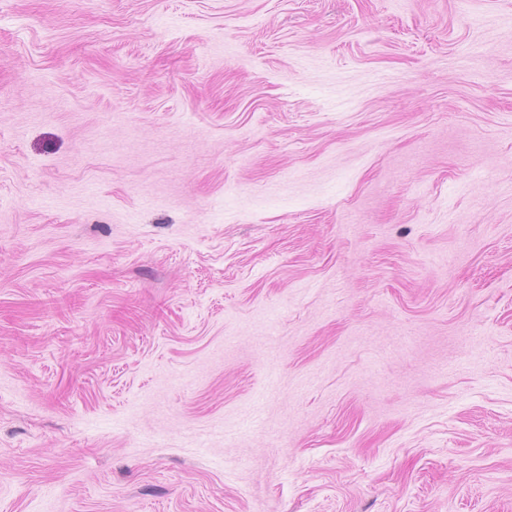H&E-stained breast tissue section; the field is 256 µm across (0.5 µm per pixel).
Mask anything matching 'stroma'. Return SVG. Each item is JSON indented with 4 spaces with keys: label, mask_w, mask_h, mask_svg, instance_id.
<instances>
[{
    "label": "stroma",
    "mask_w": 512,
    "mask_h": 512,
    "mask_svg": "<svg viewBox=\"0 0 512 512\" xmlns=\"http://www.w3.org/2000/svg\"><path fill=\"white\" fill-rule=\"evenodd\" d=\"M0 512H512V0H0Z\"/></svg>",
    "instance_id": "obj_1"
}]
</instances>
